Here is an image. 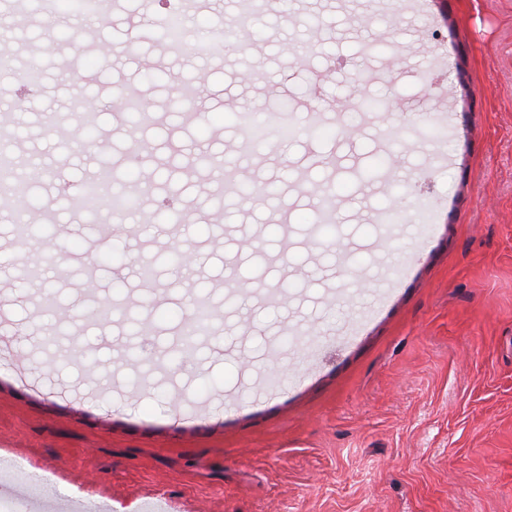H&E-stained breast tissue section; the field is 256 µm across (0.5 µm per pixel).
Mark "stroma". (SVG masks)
<instances>
[{
	"mask_svg": "<svg viewBox=\"0 0 512 512\" xmlns=\"http://www.w3.org/2000/svg\"><path fill=\"white\" fill-rule=\"evenodd\" d=\"M255 5L191 11L194 30L255 36L209 62V106L182 127L163 70L140 73L173 55L148 27L160 0H114L94 31L126 63L105 95L142 82L159 119L103 112L91 153L59 135L77 111L52 105L90 89L65 78L76 62L97 69L84 22L51 31L0 7V38L68 47L44 55L41 90L20 123L0 122V147L67 163L61 195L89 157L126 186L154 165L148 207L174 230L163 248L86 223L35 237L30 257L68 272L43 289L76 319L39 314L43 289L0 292V463L109 512H512V0ZM355 92L385 109L338 110ZM228 95L328 122L241 157L226 148ZM444 117L440 142L428 128ZM218 161L251 190L226 189ZM324 186L339 214L320 235ZM387 208L399 223H379ZM89 262L94 297L120 307L108 326L76 290ZM199 286L213 319L185 365L169 338ZM340 337L343 350L312 356Z\"/></svg>",
	"mask_w": 512,
	"mask_h": 512,
	"instance_id": "stroma-1",
	"label": "stroma"
}]
</instances>
